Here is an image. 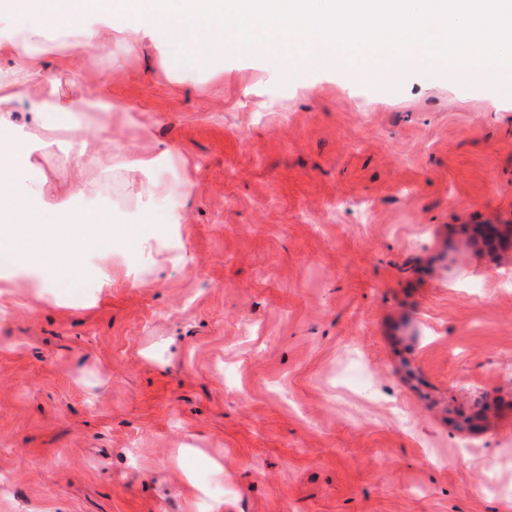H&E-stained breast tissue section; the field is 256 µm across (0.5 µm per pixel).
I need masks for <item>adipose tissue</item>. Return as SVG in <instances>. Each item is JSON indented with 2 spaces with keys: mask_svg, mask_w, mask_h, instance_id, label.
<instances>
[{
  "mask_svg": "<svg viewBox=\"0 0 512 512\" xmlns=\"http://www.w3.org/2000/svg\"><path fill=\"white\" fill-rule=\"evenodd\" d=\"M325 10L312 11L310 0H123L105 27L85 24L99 13L100 0H0V23L10 26L0 36V58L14 61L13 73L0 72V240L25 235L26 248L0 249V266L31 267L43 246L60 259L64 277H74L82 257L121 231L124 239L147 243L158 220L113 228L98 212H70L54 186L31 161L34 133L71 128L76 113L92 108L94 90L64 97L51 94L57 77L41 62V40L53 30L71 45L87 51L110 49L113 40L133 42L147 29L164 28L172 45L196 48L211 60L238 50L259 52L277 44L298 49L307 66L319 59L353 62L341 51L347 41L377 46H412L403 66L428 64L439 54L441 40L462 50L460 70L483 83L493 73L512 82V0H326ZM246 24L248 37L238 43L214 39L228 23ZM47 90L34 96L30 85ZM24 104L30 134L15 133L13 112Z\"/></svg>",
  "mask_w": 512,
  "mask_h": 512,
  "instance_id": "adipose-tissue-1",
  "label": "adipose tissue"
}]
</instances>
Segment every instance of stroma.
I'll list each match as a JSON object with an SVG mask.
<instances>
[{
    "label": "stroma",
    "mask_w": 512,
    "mask_h": 512,
    "mask_svg": "<svg viewBox=\"0 0 512 512\" xmlns=\"http://www.w3.org/2000/svg\"><path fill=\"white\" fill-rule=\"evenodd\" d=\"M45 42L60 93L128 106L84 125L155 165L76 167L60 129L37 167L83 184L70 209L172 221L75 281L0 269V512H512V254L461 232L512 225V93L452 48L385 81L275 47L184 80L158 28Z\"/></svg>",
    "instance_id": "obj_1"
}]
</instances>
